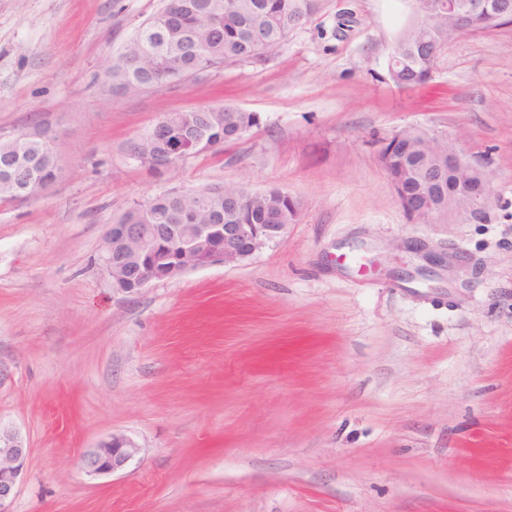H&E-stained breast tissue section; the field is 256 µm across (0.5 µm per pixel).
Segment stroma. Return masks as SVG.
I'll use <instances>...</instances> for the list:
<instances>
[{
  "label": "stroma",
  "instance_id": "1",
  "mask_svg": "<svg viewBox=\"0 0 512 512\" xmlns=\"http://www.w3.org/2000/svg\"><path fill=\"white\" fill-rule=\"evenodd\" d=\"M163 0H0V134L55 135L61 179L0 203V426L26 446L11 512H512V25L455 36L425 85L387 63L410 0H324L262 65L134 96L106 57ZM257 126L151 173L167 112ZM414 129L490 180L477 219L412 222L377 153ZM283 189L284 236L125 294L99 261L134 203ZM120 433V472L84 456ZM155 126L156 123L142 133L136 134L128 140L127 144L130 156L153 172L160 174L175 164H166L164 149L153 133Z\"/></svg>",
  "mask_w": 512,
  "mask_h": 512
}]
</instances>
